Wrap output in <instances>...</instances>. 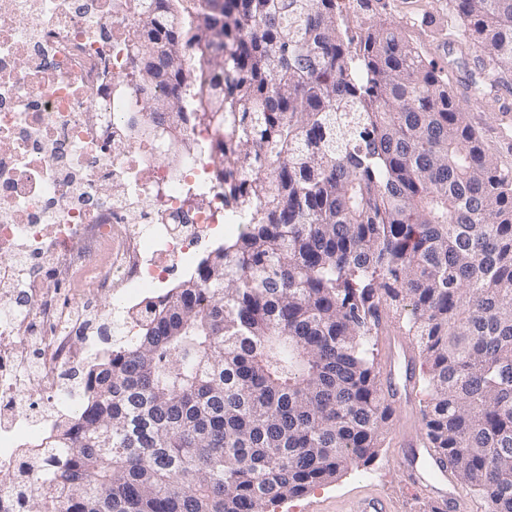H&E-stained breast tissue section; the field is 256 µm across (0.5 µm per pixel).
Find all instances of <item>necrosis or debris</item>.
<instances>
[{
	"label": "necrosis or debris",
	"mask_w": 512,
	"mask_h": 512,
	"mask_svg": "<svg viewBox=\"0 0 512 512\" xmlns=\"http://www.w3.org/2000/svg\"><path fill=\"white\" fill-rule=\"evenodd\" d=\"M148 0H0V512L49 508L100 336H134L174 272L240 232L186 124L179 146L123 81ZM124 151L114 152L113 143Z\"/></svg>",
	"instance_id": "obj_1"
}]
</instances>
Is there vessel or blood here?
<instances>
[{
  "label": "vessel or blood",
  "mask_w": 512,
  "mask_h": 512,
  "mask_svg": "<svg viewBox=\"0 0 512 512\" xmlns=\"http://www.w3.org/2000/svg\"><path fill=\"white\" fill-rule=\"evenodd\" d=\"M385 344L387 359L381 382L389 386L392 400L406 416L393 430V441L400 451L398 479L404 487L424 495L437 512H445L449 507L464 512L466 503L457 485L450 482L447 460L431 451L420 422L408 420L413 412L418 374L412 351L393 330L386 336Z\"/></svg>",
  "instance_id": "obj_1"
}]
</instances>
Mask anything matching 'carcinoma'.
I'll return each mask as SVG.
<instances>
[{"mask_svg":"<svg viewBox=\"0 0 512 512\" xmlns=\"http://www.w3.org/2000/svg\"><path fill=\"white\" fill-rule=\"evenodd\" d=\"M130 86L213 131L246 219L97 364L52 512H264L373 462L381 313L417 339L434 450L512 512V168L389 17L339 0H150ZM464 84L512 77V0H448ZM164 48L149 61L150 45ZM206 52L189 65L198 45Z\"/></svg>","mask_w":512,"mask_h":512,"instance_id":"cac0c4a2","label":"carcinoma"}]
</instances>
